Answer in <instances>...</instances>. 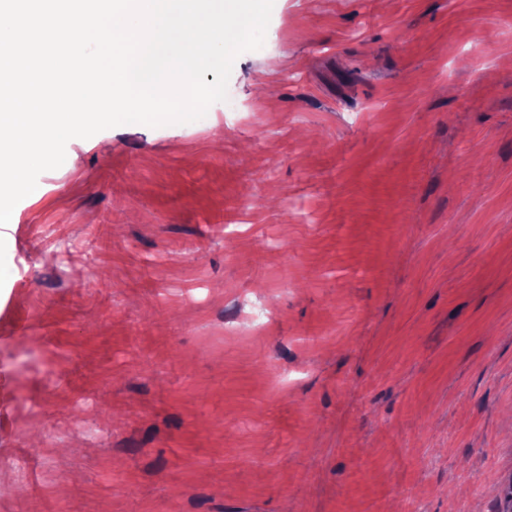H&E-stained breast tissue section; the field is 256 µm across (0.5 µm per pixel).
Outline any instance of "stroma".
Returning a JSON list of instances; mask_svg holds the SVG:
<instances>
[{
	"label": "stroma",
	"mask_w": 512,
	"mask_h": 512,
	"mask_svg": "<svg viewBox=\"0 0 512 512\" xmlns=\"http://www.w3.org/2000/svg\"><path fill=\"white\" fill-rule=\"evenodd\" d=\"M227 92L0 228V512H505L512 0H274Z\"/></svg>",
	"instance_id": "stroma-1"
}]
</instances>
